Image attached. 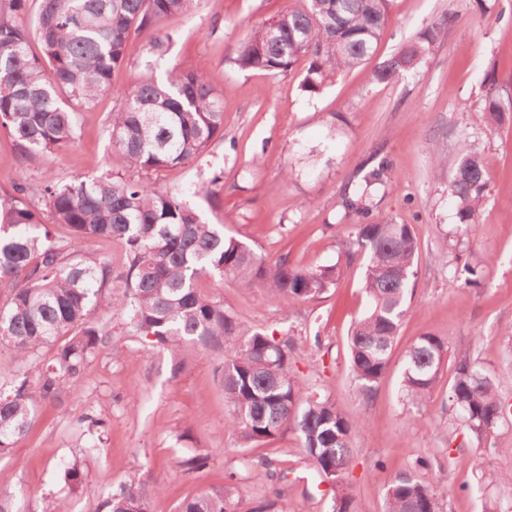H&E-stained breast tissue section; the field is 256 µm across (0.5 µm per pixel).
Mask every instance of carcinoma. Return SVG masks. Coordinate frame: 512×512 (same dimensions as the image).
Returning <instances> with one entry per match:
<instances>
[{
  "mask_svg": "<svg viewBox=\"0 0 512 512\" xmlns=\"http://www.w3.org/2000/svg\"><path fill=\"white\" fill-rule=\"evenodd\" d=\"M29 0H0V132L13 139L20 157L34 163L69 146L78 110L94 104L111 85L112 73L127 63L131 37L153 29L149 54H163L170 41L161 24L189 13L203 0H40L35 30L18 22ZM393 0H303L253 27L239 40L231 63L240 71L284 74L302 57L309 65L301 82L308 95L320 93L336 75L353 69L373 53ZM456 23L441 16L375 68L372 80L389 84L414 70ZM40 55L28 51L31 34ZM486 122H512V99L505 100L490 77L481 96ZM112 149L121 152L132 177H100L62 187L35 185L21 174L0 190V288L11 304L0 310V345L22 361L58 344L50 363L23 371L0 389V454L24 435L39 402L78 387L84 367L108 335L96 313L119 310L131 331L153 344L179 351L204 352L224 344L225 424L240 445L253 448L291 429L319 474L335 490L332 512H357L345 473L353 433L364 426L336 404L304 390L293 370L289 341L252 330L198 289L204 277L228 278L262 289L283 313L326 291L336 267H292L271 260L252 245L208 224L187 204L186 194L157 190L149 175L202 157L224 139L223 96L206 75L184 70L165 81L145 73L120 95L107 120ZM392 166L382 160L362 177V185L341 195L344 215L366 222L341 240L347 259L363 260L367 311L349 336L350 371L359 392L369 396L388 372L391 354L416 287L419 242L409 224L375 216L365 200L384 185ZM489 173L477 147L464 140L448 196L456 222L480 223ZM42 199L54 223L67 235L48 229L33 205ZM105 237L125 245L126 291L114 294L112 266L78 244ZM447 353L436 336L416 338L402 355L401 393L418 405L437 384ZM448 408L470 435L491 444L504 415L494 379L481 363L460 359L448 382ZM419 460L389 482L384 512H438L437 490L423 482ZM238 478L224 487L184 498L179 512H239ZM146 499L133 484L112 493L101 512H126Z\"/></svg>",
  "mask_w": 512,
  "mask_h": 512,
  "instance_id": "1",
  "label": "carcinoma"
}]
</instances>
